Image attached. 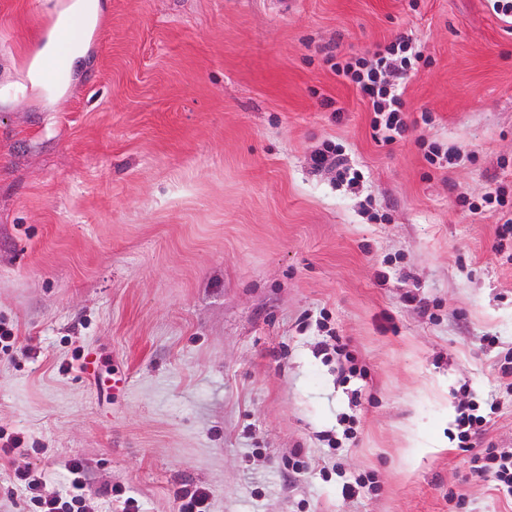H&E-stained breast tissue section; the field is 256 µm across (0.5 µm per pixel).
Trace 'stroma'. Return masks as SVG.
Returning a JSON list of instances; mask_svg holds the SVG:
<instances>
[{
	"label": "stroma",
	"mask_w": 512,
	"mask_h": 512,
	"mask_svg": "<svg viewBox=\"0 0 512 512\" xmlns=\"http://www.w3.org/2000/svg\"><path fill=\"white\" fill-rule=\"evenodd\" d=\"M70 2L0 0V448L22 439L0 512H29L15 470L63 496L76 458L91 512L186 488L205 512H512L455 440L474 400L480 446L512 448V238L456 202L512 188V23L491 0H99L85 56L33 84ZM403 36L431 62L387 145L332 66ZM327 142L358 188L315 167Z\"/></svg>",
	"instance_id": "stroma-1"
}]
</instances>
